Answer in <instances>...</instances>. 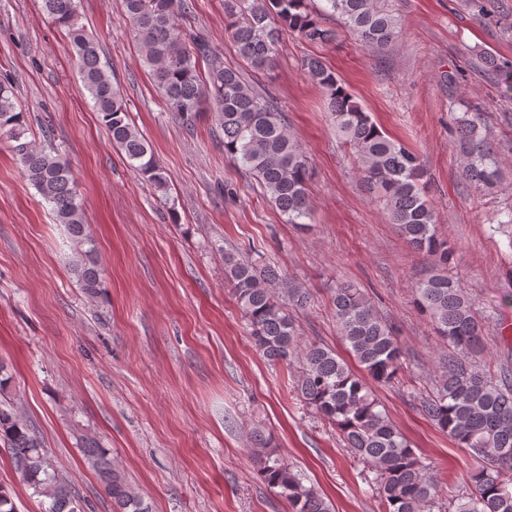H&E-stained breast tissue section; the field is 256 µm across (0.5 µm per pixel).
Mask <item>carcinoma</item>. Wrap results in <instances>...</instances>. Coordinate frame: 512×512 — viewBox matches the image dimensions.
Masks as SVG:
<instances>
[{
  "mask_svg": "<svg viewBox=\"0 0 512 512\" xmlns=\"http://www.w3.org/2000/svg\"><path fill=\"white\" fill-rule=\"evenodd\" d=\"M323 13L336 16L343 28L376 51L389 47L401 32L391 0H324ZM126 26L141 46L142 60L167 109L190 121L210 112L224 135V153L253 176L289 224L309 226V160L288 131L283 112L255 90L236 68L224 65L204 40L186 42L189 0H122ZM48 19L67 30L80 74V90L93 101L112 144L130 166L158 191H167L166 172L152 146L129 117L127 102L101 63V48L80 23L77 0H43ZM226 31L238 55L256 70L270 69L276 58L277 30L272 20L310 43H324L334 33L307 9V0H224ZM208 65L202 77L199 64ZM490 66L512 88V60L489 57ZM305 68L324 90L336 131L354 150L358 179L367 194L386 210L389 223L416 251L434 261V270L413 286L418 309L427 314L439 343V380L420 399L430 418L457 446L470 450L480 466L470 472L468 491L451 496L454 512H512V365L494 373L472 358L481 343L484 323L460 280L448 273L452 248L439 236L433 203L427 196L426 171L418 156L388 136L320 59ZM0 133L13 142L22 168L57 223L80 243L86 237L81 203L69 165L61 157L28 141L23 112L12 84L0 81ZM454 144L461 157L463 180L491 192L502 179L501 162L490 134L464 112L455 118ZM90 248L74 271L82 290L96 296L102 280ZM224 276L247 321L250 336L272 364L300 365L292 392L319 418L336 429L364 467L374 473V490L383 512H434L441 482L433 467L416 454L408 440L380 408L370 382L398 378L402 354L393 326L355 285L339 282L332 306L341 341L365 371L354 373L343 358L318 342L301 341L285 304H311L309 289L270 265L224 253ZM7 366L0 363V441L33 493L48 500L44 512H80L70 483L49 471L39 438L4 396ZM82 452L96 469L113 512H151L144 496L112 465L108 449L85 439ZM257 472L291 512H331L315 489L305 485L288 459L259 430L252 435Z\"/></svg>",
  "mask_w": 512,
  "mask_h": 512,
  "instance_id": "1",
  "label": "carcinoma"
}]
</instances>
